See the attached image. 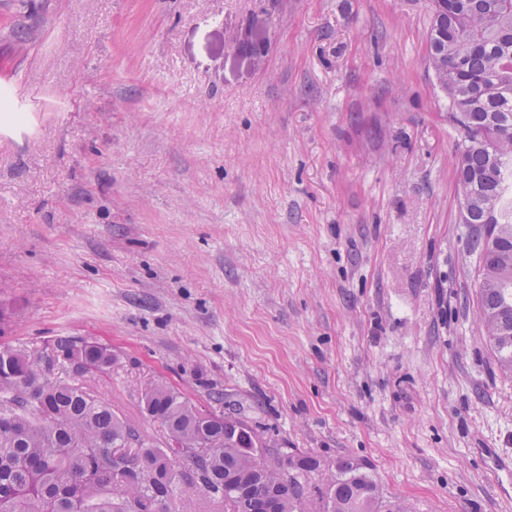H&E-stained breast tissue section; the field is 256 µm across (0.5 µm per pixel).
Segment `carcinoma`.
Masks as SVG:
<instances>
[{
    "label": "carcinoma",
    "mask_w": 512,
    "mask_h": 512,
    "mask_svg": "<svg viewBox=\"0 0 512 512\" xmlns=\"http://www.w3.org/2000/svg\"><path fill=\"white\" fill-rule=\"evenodd\" d=\"M428 59L459 128L456 189L460 223L480 226L476 257L479 327L502 372L512 376V0H432ZM82 378L49 375L53 353ZM112 368L110 351L78 336L46 347L0 346V512H165L185 484H199L230 512L238 493L257 500L274 489L280 512H407L386 500L367 464L340 458L325 487L312 481L319 459L284 460L254 451L240 418L207 410L163 383L140 392L143 412L166 433L160 448L112 411L93 381ZM209 446L200 453L198 445ZM128 458L125 473L108 456ZM189 462L190 474L178 465Z\"/></svg>",
    "instance_id": "carcinoma-1"
}]
</instances>
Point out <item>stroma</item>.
<instances>
[{
  "label": "stroma",
  "instance_id": "stroma-1",
  "mask_svg": "<svg viewBox=\"0 0 512 512\" xmlns=\"http://www.w3.org/2000/svg\"><path fill=\"white\" fill-rule=\"evenodd\" d=\"M430 0H0V343L111 346L411 512H512ZM221 400H212V393Z\"/></svg>",
  "mask_w": 512,
  "mask_h": 512
}]
</instances>
